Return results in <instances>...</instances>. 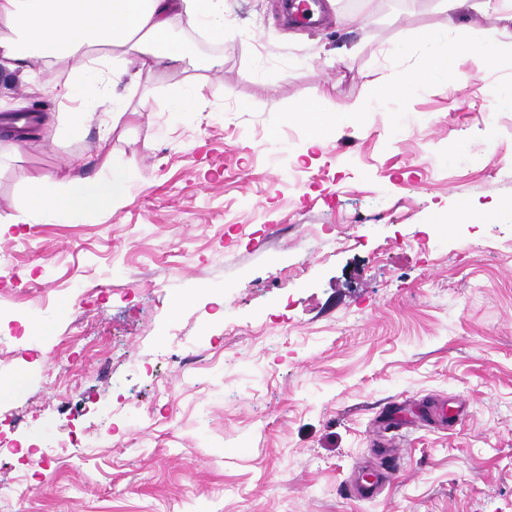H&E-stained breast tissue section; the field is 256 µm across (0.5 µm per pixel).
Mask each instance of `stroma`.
<instances>
[{
    "label": "stroma",
    "mask_w": 512,
    "mask_h": 512,
    "mask_svg": "<svg viewBox=\"0 0 512 512\" xmlns=\"http://www.w3.org/2000/svg\"><path fill=\"white\" fill-rule=\"evenodd\" d=\"M284 4L224 0L223 68L144 74L106 141L60 134L59 100L0 65V113L35 115L0 154V512H512V70L464 58L324 132L302 101L370 102L418 66L392 43L471 19L374 0L358 30L320 0L300 27ZM195 81L198 111L167 112ZM73 154L98 182L105 155L131 168L125 201L13 223ZM462 200L471 222L436 223ZM437 400L466 411L407 422L401 474L351 496L383 416Z\"/></svg>",
    "instance_id": "stroma-1"
}]
</instances>
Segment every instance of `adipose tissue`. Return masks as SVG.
I'll use <instances>...</instances> for the list:
<instances>
[{
    "instance_id": "ef3b65f1",
    "label": "adipose tissue",
    "mask_w": 512,
    "mask_h": 512,
    "mask_svg": "<svg viewBox=\"0 0 512 512\" xmlns=\"http://www.w3.org/2000/svg\"><path fill=\"white\" fill-rule=\"evenodd\" d=\"M179 26L223 40V0H0V64L27 78L32 60L61 66L66 76L52 91L65 104L64 131L79 135L96 119L109 131L128 112L122 78L135 82L156 66L185 64L187 53L173 37ZM413 49L418 79L376 87L377 102L405 99L420 81L446 83L464 57L483 70L512 63V32L482 25L475 38L452 43L447 33L429 30ZM102 166L112 172L107 188L53 174L33 178L15 223L65 219L121 202L133 172L110 156Z\"/></svg>"
}]
</instances>
